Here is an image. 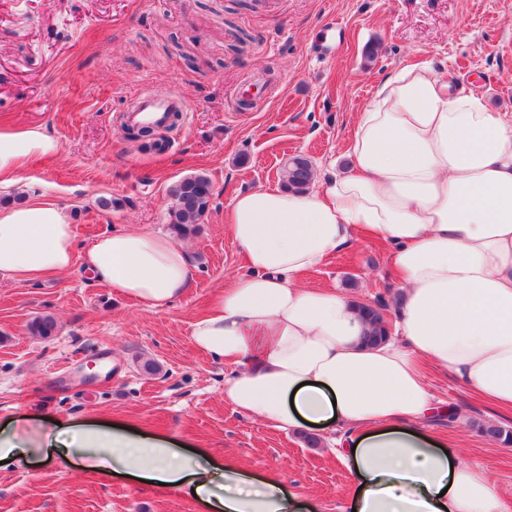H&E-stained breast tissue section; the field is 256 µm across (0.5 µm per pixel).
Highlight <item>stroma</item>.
Returning <instances> with one entry per match:
<instances>
[{"mask_svg": "<svg viewBox=\"0 0 512 512\" xmlns=\"http://www.w3.org/2000/svg\"><path fill=\"white\" fill-rule=\"evenodd\" d=\"M378 54L367 59L366 51ZM433 63L451 91L481 94L512 113V0H0V126L36 128L59 144L33 160L0 198L56 201L84 250L100 235L164 232L169 185L203 174L215 202L191 238L190 286L148 310L90 280L80 265L43 281L0 277V421H110L172 437L217 463L273 473L311 496L315 512H348L353 478L326 445L274 429L224 401L223 363L190 336L215 289L248 273L226 224L236 194L280 185L285 161L308 157L316 172L346 168L358 112L377 83L405 63ZM270 81L273 97L232 109L235 91ZM143 92L175 93L190 111L168 150L126 138L123 114ZM112 199V209L99 205ZM372 301L398 284L390 253L361 239L303 274ZM54 336L29 334L40 315ZM159 364L158 373L143 369ZM425 378L454 408L428 433L457 444L463 461L488 471L504 512H512V444L476 429L512 430V412L489 409L452 375ZM0 512H204L192 498L104 474L52 464L0 471Z\"/></svg>", "mask_w": 512, "mask_h": 512, "instance_id": "stroma-1", "label": "stroma"}]
</instances>
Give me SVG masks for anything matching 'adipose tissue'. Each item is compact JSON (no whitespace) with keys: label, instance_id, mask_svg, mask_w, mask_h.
<instances>
[{"label":"adipose tissue","instance_id":"obj_1","mask_svg":"<svg viewBox=\"0 0 512 512\" xmlns=\"http://www.w3.org/2000/svg\"><path fill=\"white\" fill-rule=\"evenodd\" d=\"M58 148L36 128L0 129V186ZM348 157L349 171L306 192L234 197L227 224L251 271L215 292L192 341L230 365L227 404L280 429L333 435L358 482L356 512H502L490 477L424 433L440 408L420 366L512 409V113L452 93L433 63L403 65L358 113ZM358 231L390 248L401 289L392 337L377 346L364 343L352 298L300 281ZM77 260L149 310L190 284L189 250L170 236L117 230L79 253L56 202L0 208V277L35 280ZM58 454L87 473L194 495L207 512L312 510L280 477L125 426H0L6 468Z\"/></svg>","mask_w":512,"mask_h":512}]
</instances>
